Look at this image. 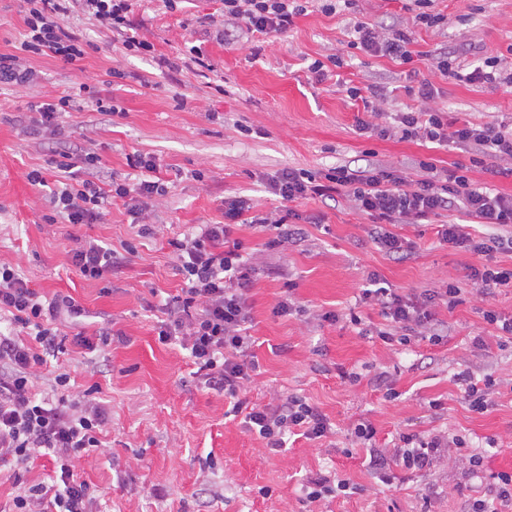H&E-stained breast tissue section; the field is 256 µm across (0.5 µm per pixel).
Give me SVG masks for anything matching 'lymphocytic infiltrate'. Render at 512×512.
I'll return each instance as SVG.
<instances>
[{
    "instance_id": "1",
    "label": "lymphocytic infiltrate",
    "mask_w": 512,
    "mask_h": 512,
    "mask_svg": "<svg viewBox=\"0 0 512 512\" xmlns=\"http://www.w3.org/2000/svg\"><path fill=\"white\" fill-rule=\"evenodd\" d=\"M224 18L234 27L250 34L281 36L287 34L296 16L305 14L310 0H220ZM26 27L21 43L23 52L55 57L67 63L81 61L93 45L71 30L66 20L72 12L90 15L97 26L111 32L115 41L130 51L146 53L153 46L131 35L130 0H23ZM412 28L390 27L381 32L377 26L357 23L349 48L370 56H387L402 64L411 63L409 49ZM408 95L422 103L421 109L395 113L392 121L380 122L379 103L386 94L372 85L368 90L348 87L352 99L363 102L370 119H357L359 131L379 137H401L439 145L451 142L471 154L470 166L483 164L491 157L512 161V128L491 123H458L444 112L429 108L436 94L426 80L407 87ZM101 162L98 154L84 150L62 152L56 163L62 179L48 183L42 171L28 173L31 185L50 189V203L55 214L70 224H95L114 204H122L132 225L143 237L162 233L159 224H149L145 215L154 196L166 194L167 184L160 179L155 156H129L131 168L150 172V179L140 182L111 181L101 187L93 179ZM470 166L438 169L430 161H420L416 176H408L390 167L368 166L353 169L344 165L318 173L284 169L266 175L268 189L287 202L301 199L343 196L357 212L368 216L374 228L372 237L389 256L402 260L415 253L414 242L394 233L397 224H414L443 211L463 209L474 223L487 226V233L475 235L462 224L441 225V243L493 257L512 248V194H503L476 185L469 176ZM224 221L199 224L183 238L171 240L175 268L185 280L182 294L164 305L166 320L159 326L160 342H178L188 351L198 375L206 383L222 389L232 399L233 412L244 415L247 431L255 433L266 448H284L287 439L299 435L308 440L326 438L332 425L325 414L303 397L272 398L263 405L243 410L239 399L252 376L260 369L256 340L249 329L253 321L249 291L260 265L257 255L243 256L240 244L233 240V226L242 224L250 209L247 199L228 196L223 201ZM130 261L129 255L106 249L93 240L80 241L71 252V262L88 280H104ZM462 288L454 281H443L440 288L409 297L384 286L378 273H371L362 288L361 303L379 307L388 322L377 335L385 343H410L421 336L431 341L449 337L450 326L439 319L436 304L456 308L462 301ZM0 314L5 315L10 332L0 331V467L13 472L27 469L41 457L50 458L59 474L58 482L38 483L21 488L13 498V512H96L99 496L82 480V460L102 446L100 435L108 422L107 413L91 394L69 397V372L58 373L52 398H37L34 383L47 353L58 346L56 323L64 317L75 319L83 314L73 297L57 295L46 298L31 288L12 266L0 264ZM31 332L32 342L14 336L13 327ZM376 430L370 422L355 425L353 436L358 447L367 449L368 465L381 482L391 483V465L425 473L448 449L466 450L463 437L453 439L435 435L429 438L414 433L400 434V447L387 449L376 445Z\"/></svg>"
}]
</instances>
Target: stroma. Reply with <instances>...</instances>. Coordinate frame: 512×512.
<instances>
[{"label":"stroma","mask_w":512,"mask_h":512,"mask_svg":"<svg viewBox=\"0 0 512 512\" xmlns=\"http://www.w3.org/2000/svg\"><path fill=\"white\" fill-rule=\"evenodd\" d=\"M407 0H353L350 7L327 14L309 8L295 17L287 36L270 44L237 35L227 44L211 22L217 0H180L176 10L160 0H131L130 17L140 38L154 53L129 54L110 32L86 15L67 23L95 49L69 65L46 56L22 55L34 73L32 83L0 86V263L19 271L42 295H69L84 308L85 334L113 322L126 341L83 355L72 341L48 357L36 390L50 393L54 373L71 375L68 393L82 397L98 386V398L111 421L102 453L83 464V477L100 490L98 512H458L464 498L488 493L497 473L512 470V340L498 343L482 316L494 308L512 316V288L491 295L472 292L471 267L480 256L442 245L438 227L465 223L457 211H444L419 224H401L397 234L417 245L413 257L391 259L368 237L371 224L343 198L283 202L269 192L263 174L283 168L316 172L337 165L392 167L416 174L423 160L440 168L469 164L470 155L455 145L361 135L355 129L361 101L347 86L386 89L382 111L417 108L405 92L409 71L439 93L431 108L458 121L512 124V93L490 84L442 79L428 58L458 52L467 73L486 58L512 63V0H437L446 17L440 28L415 27V58L402 65L387 57L349 52L355 22L391 27L411 21ZM199 47L211 64L208 76L170 71L169 61ZM344 53L339 80L317 82L309 64L333 51ZM121 79L108 82V71ZM112 99L119 111L107 116L88 107L80 85ZM70 94L73 108L62 119V136L29 127L30 105ZM69 145L98 153L103 176L129 173L128 154L158 158L170 192L155 198L149 220L167 227L166 239L137 237L122 206H112L97 224H48L49 190L32 186L29 171L47 165L55 151ZM204 173L192 179V171ZM249 198L250 216L292 209L306 220L307 237L299 245L269 246L270 232L243 225L233 233L243 254L264 257L265 271L251 291L253 328L261 372L245 398L268 402L272 395L297 394L326 414L335 432L318 442L293 437L285 451L273 453L231 416V404L196 374L186 351L162 344L155 325L161 296L178 294L181 276L173 270L167 238L199 224L222 222L227 194ZM93 237L108 247H133L130 264L110 277L109 293L98 281L79 276L70 261L77 239ZM389 287L414 296L458 282L468 295L454 310L438 306L439 318L453 326L448 342L434 345L417 338L389 346L375 337L386 321L378 307L360 303L370 273ZM291 293L297 310L271 312L276 298ZM325 312L340 316L318 324ZM359 324H352L351 316ZM484 337L478 349L473 337ZM470 368L476 378L496 381L493 404L482 414L470 410L454 375ZM392 380L393 395L375 386L380 372ZM443 410L434 411L432 401ZM377 431L389 448L399 433L462 436L483 457L479 474L466 459L449 451L430 472L395 468L392 485L373 478L364 450L351 435L358 420ZM352 456H345V449ZM338 475L351 479L355 494L308 502L303 487L311 478ZM163 497L150 496L151 487Z\"/></svg>","instance_id":"obj_1"}]
</instances>
